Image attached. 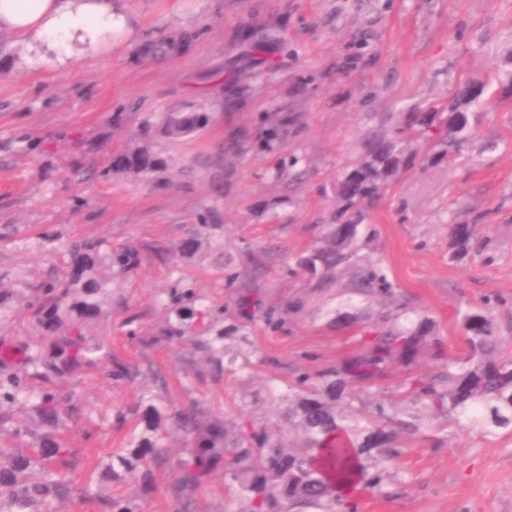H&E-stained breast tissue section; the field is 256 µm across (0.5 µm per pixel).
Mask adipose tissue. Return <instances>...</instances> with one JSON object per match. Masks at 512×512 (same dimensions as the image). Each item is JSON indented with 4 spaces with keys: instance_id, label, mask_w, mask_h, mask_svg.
<instances>
[{
    "instance_id": "ef3b65f1",
    "label": "adipose tissue",
    "mask_w": 512,
    "mask_h": 512,
    "mask_svg": "<svg viewBox=\"0 0 512 512\" xmlns=\"http://www.w3.org/2000/svg\"><path fill=\"white\" fill-rule=\"evenodd\" d=\"M16 36L30 66H68L112 52L135 34L125 0H0V31Z\"/></svg>"
}]
</instances>
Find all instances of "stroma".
Returning <instances> with one entry per match:
<instances>
[{
    "label": "stroma",
    "mask_w": 512,
    "mask_h": 512,
    "mask_svg": "<svg viewBox=\"0 0 512 512\" xmlns=\"http://www.w3.org/2000/svg\"><path fill=\"white\" fill-rule=\"evenodd\" d=\"M136 40L67 69L25 64L26 51L0 32V290L18 292L68 263L76 239L125 245L138 256L109 277V303L90 336L112 339L120 361L153 366L123 380L74 378L81 416L66 440L90 449L71 472L122 496L138 512H243L223 466L184 501L176 467L190 448L171 432L165 461L121 482L94 457L122 447L141 428L135 406L148 395L167 414L193 408L230 423L275 422L288 386L303 373L340 364L360 348L361 324L339 315L402 304L406 323L435 322L449 354L465 351L459 321L489 313L512 354V94L492 80L512 55V0H127ZM170 43L157 55L158 41ZM491 80L475 138L463 157L400 173L383 195L368 252L397 287L395 300L365 302L341 282L314 287L289 265L315 243L335 210L334 185L381 118L445 100L457 82ZM209 115L191 137H157L166 172L127 179L108 174L113 154L164 112ZM275 128V153L256 140ZM498 141L492 152L485 141ZM299 158L307 173L295 193L273 178V155ZM407 211H400V204ZM478 225L493 264L448 257L451 218ZM208 221L212 250L177 264L160 253ZM244 272L261 316L242 322ZM191 288L196 309L180 342L160 335L174 289ZM284 318L268 328L263 313ZM222 336V363L195 343ZM357 512H512V429L479 436L447 413L425 411L377 490L360 489Z\"/></svg>",
    "instance_id": "35a3bbf8"
}]
</instances>
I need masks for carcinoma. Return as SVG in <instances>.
<instances>
[{
	"label": "carcinoma",
	"instance_id": "carcinoma-1",
	"mask_svg": "<svg viewBox=\"0 0 512 512\" xmlns=\"http://www.w3.org/2000/svg\"><path fill=\"white\" fill-rule=\"evenodd\" d=\"M490 81L459 82L446 101L424 112H403L394 125L368 133L361 158L337 182L336 216L323 238L303 251L291 273L317 278L321 287L339 274L348 275L350 291L365 297L391 298L395 284L377 261H362L359 252L369 210L382 199L388 183L415 167L420 155L428 165L458 158L471 141L477 108ZM208 122L203 112H169L158 126L143 123L134 143L112 159L109 171L145 178L168 168L152 149L161 135L169 139L192 136ZM68 274L27 285L11 295L24 312L33 334L24 338L0 336V427L16 411L29 414L35 427L26 432L28 452L0 448V512H54L53 501L71 496L70 472L80 449L62 436L75 423L76 407L58 390L62 380L97 370L110 379L133 383L139 370L112 357L104 341L86 335L105 304L104 266L128 271L136 260L131 249L102 250L99 241L69 245ZM472 254L486 264L495 257L476 225L457 223L448 234L452 260ZM467 349L445 356L435 325L422 319L409 326L390 312L375 314L371 329L360 338L361 351L336 367L297 379L288 415L274 423L243 429L227 428L226 420L202 423L197 411L174 415L177 430L193 438L194 448L180 461V490L200 488L219 463L238 482L248 512H351L339 482L356 479L370 488L381 485L384 473L399 455L400 440L419 432L418 416L390 413L381 403L367 404L351 393L385 380L394 365L408 377L401 384L404 398L423 409L433 408L463 418L484 436L512 428V358L505 355L493 320L472 310L460 320ZM438 372H414L424 356ZM142 430L117 449L102 465L114 478L149 472L165 460L168 416L154 399L141 395L136 405ZM82 501L102 512H134L124 500L105 496L88 483L79 491Z\"/></svg>",
	"mask_w": 512,
	"mask_h": 512
}]
</instances>
